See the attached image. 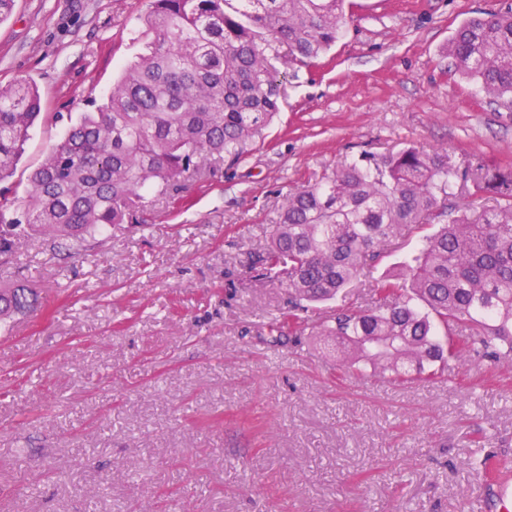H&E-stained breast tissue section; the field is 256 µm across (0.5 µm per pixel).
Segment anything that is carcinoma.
<instances>
[{
    "label": "carcinoma",
    "instance_id": "1",
    "mask_svg": "<svg viewBox=\"0 0 512 512\" xmlns=\"http://www.w3.org/2000/svg\"><path fill=\"white\" fill-rule=\"evenodd\" d=\"M143 25L142 52L107 99L30 173L21 200L0 202L1 257L46 232L52 248L68 249L133 222L147 190L175 195L214 160L239 162L280 111L276 64L296 71L330 50L345 0H153ZM447 52L456 71L512 107V0L464 21ZM40 111L31 83L0 87V181ZM457 197L494 206L424 235L373 285L370 308L336 310L320 335L343 360L402 385L473 358L511 364L512 167L458 159L446 147L365 152L288 194L253 260L261 279L288 291V310L268 325L274 340H299L305 303L334 300L362 281L383 246L448 216ZM38 305L22 283L0 289V321ZM472 465L490 481L508 460L485 454Z\"/></svg>",
    "mask_w": 512,
    "mask_h": 512
}]
</instances>
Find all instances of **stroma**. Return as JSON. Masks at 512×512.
<instances>
[{"label":"stroma","mask_w":512,"mask_h":512,"mask_svg":"<svg viewBox=\"0 0 512 512\" xmlns=\"http://www.w3.org/2000/svg\"><path fill=\"white\" fill-rule=\"evenodd\" d=\"M499 0H347L344 35L284 81L278 117L235 167L147 204L65 253L0 259L41 309L0 322V512H486L470 462L512 458V371L396 385L323 337L276 342L284 289L254 254L284 196L364 151L444 146L512 166V110L455 71L460 22ZM150 0H14L0 84L42 113L0 194L139 53Z\"/></svg>","instance_id":"1"}]
</instances>
